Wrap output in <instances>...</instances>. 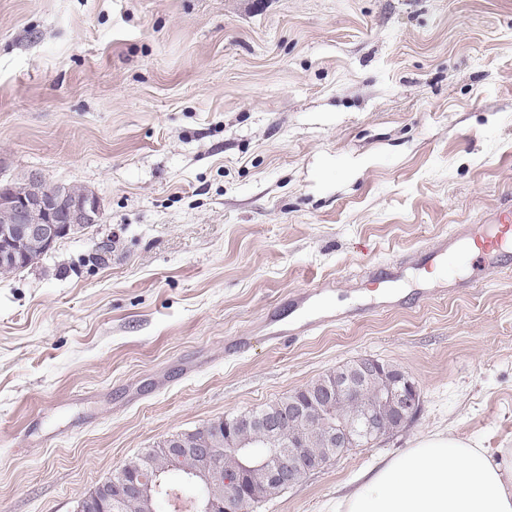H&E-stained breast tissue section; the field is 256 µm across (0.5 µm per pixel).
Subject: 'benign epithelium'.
<instances>
[{
    "label": "benign epithelium",
    "instance_id": "1",
    "mask_svg": "<svg viewBox=\"0 0 512 512\" xmlns=\"http://www.w3.org/2000/svg\"><path fill=\"white\" fill-rule=\"evenodd\" d=\"M0 217V267L5 269L12 264L31 265L27 257L33 249L43 247L48 251L59 240L80 235L101 223L104 211L91 191L75 194L68 186L50 185L40 172L31 171L20 186L0 184ZM358 373L363 379L383 378L384 390L368 401L363 397L362 383L346 373L328 385L319 398L307 403L296 401L281 417L264 418L248 412L231 417L224 425V436L216 437L212 447L189 448L176 436L165 439L162 447L172 462L185 456L195 459V467L184 475L203 494L189 503L188 509L235 512L238 500L247 496L255 474L262 473L291 487L332 462L330 458L321 463L309 458L299 434L290 435L283 447L257 458L237 439L241 430L260 427L272 437L286 423L297 427L320 422L327 447L346 448L354 443L358 448H370L418 417L422 393L411 376L404 372L392 376L386 363L369 357L359 361ZM348 402L363 403L358 415L349 420L333 416L335 408ZM168 474L150 458L135 466L126 462L80 499L73 512H112L129 501L139 503L144 512H156L157 492L168 483Z\"/></svg>",
    "mask_w": 512,
    "mask_h": 512
}]
</instances>
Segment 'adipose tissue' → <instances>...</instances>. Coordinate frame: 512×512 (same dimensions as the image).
Returning a JSON list of instances; mask_svg holds the SVG:
<instances>
[{
    "instance_id": "ef3b65f1",
    "label": "adipose tissue",
    "mask_w": 512,
    "mask_h": 512,
    "mask_svg": "<svg viewBox=\"0 0 512 512\" xmlns=\"http://www.w3.org/2000/svg\"><path fill=\"white\" fill-rule=\"evenodd\" d=\"M336 512H512L493 451L431 434L364 472Z\"/></svg>"
}]
</instances>
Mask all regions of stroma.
Masks as SVG:
<instances>
[{
  "label": "stroma",
  "instance_id": "stroma-1",
  "mask_svg": "<svg viewBox=\"0 0 512 512\" xmlns=\"http://www.w3.org/2000/svg\"><path fill=\"white\" fill-rule=\"evenodd\" d=\"M32 170L104 219L0 277V512L361 357L418 418L257 512H333L436 432L512 448V269L418 264L512 194V0H0V181ZM312 288L335 323L276 343Z\"/></svg>",
  "mask_w": 512,
  "mask_h": 512
}]
</instances>
